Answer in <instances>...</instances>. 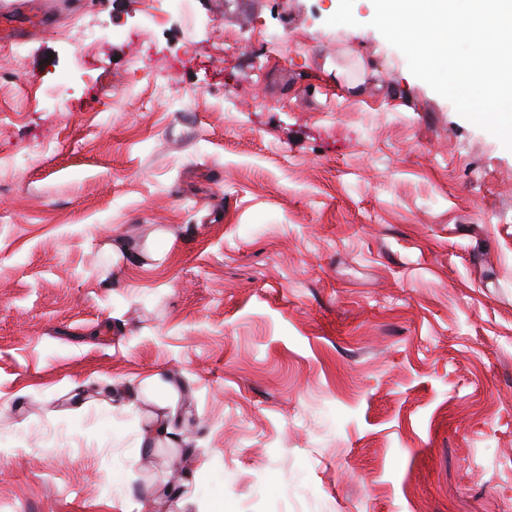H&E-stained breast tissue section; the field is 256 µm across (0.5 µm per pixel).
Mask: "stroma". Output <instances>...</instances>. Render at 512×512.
<instances>
[{"label": "stroma", "instance_id": "obj_1", "mask_svg": "<svg viewBox=\"0 0 512 512\" xmlns=\"http://www.w3.org/2000/svg\"><path fill=\"white\" fill-rule=\"evenodd\" d=\"M141 8L0 40V512H512V151L372 0ZM194 2V0H144L142 4L145 5V9L151 17L152 26H160L166 21L165 15L170 13V9L178 13L187 24L191 23ZM154 4H158L159 7ZM180 416L175 407H170L159 418L142 431L141 441L149 445L153 442L178 440V422Z\"/></svg>", "mask_w": 512, "mask_h": 512}]
</instances>
